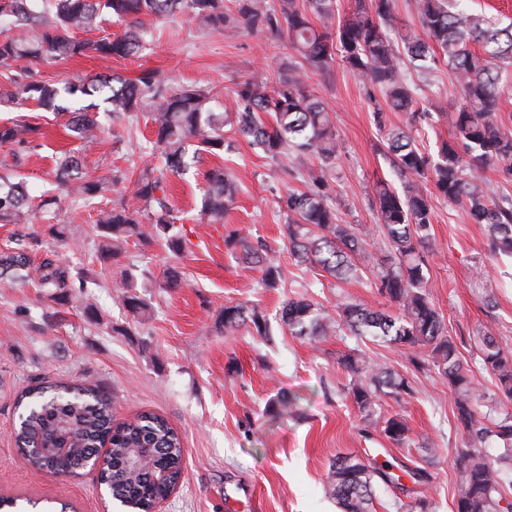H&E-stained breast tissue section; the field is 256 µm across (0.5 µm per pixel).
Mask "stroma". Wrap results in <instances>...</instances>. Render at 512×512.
<instances>
[{
    "instance_id": "obj_1",
    "label": "stroma",
    "mask_w": 512,
    "mask_h": 512,
    "mask_svg": "<svg viewBox=\"0 0 512 512\" xmlns=\"http://www.w3.org/2000/svg\"><path fill=\"white\" fill-rule=\"evenodd\" d=\"M145 24L154 38L138 57L41 64L40 78L49 83L113 73L133 78L151 69L174 88L195 84L212 89L219 108L227 110L234 80L277 78L281 62L291 54L283 37L211 34L178 18H149ZM406 77L419 84L422 105L435 114L423 139L426 148H434L437 140L447 138L448 115L459 107L460 97L447 67L425 77L410 70ZM307 85L335 115L341 143L337 216L341 223L379 237L372 199L378 178L390 177L391 170L365 86L338 65L327 76L309 74ZM26 117L44 133L41 147L20 172L36 193L53 183L56 156L73 148L75 141L64 114L33 106ZM147 120L143 113L133 124L106 120L101 142L84 153L85 167L97 175L117 170L128 174L148 164ZM298 164L293 156L274 163L243 139L232 153L204 155L201 170L224 166L242 185L223 225L195 220L200 178L190 173L173 179L170 198L190 241L179 262L184 284L164 287L162 272L169 256L163 246L128 245L122 262L133 269L136 293L148 304L142 316L115 301L117 270L98 259L95 210L64 204L62 217L69 232L55 249L73 277H86V286L72 289L68 300L58 304L44 298L34 282L0 283V494L64 501L74 512H107L95 472L74 477L37 471L16 451V399L25 387L49 381L96 386L110 397L117 421L152 411L179 433L182 481L161 512H339L325 490L330 464L339 453L398 459L429 474L428 484L409 491L379 486L373 512H400L401 504L418 493L431 501L432 512H455L462 429L453 413V395L435 371L408 370L394 347L345 329L309 339L276 326L267 340L243 328L224 330L228 303L256 305L272 315L286 299L307 293L331 313L341 299L375 310L392 308L375 288L372 274L338 281L291 258L280 235L284 217L277 201L286 189L298 188V181L284 174ZM433 208L427 290L464 364L485 386L483 412L494 418L503 407L480 353L489 325L500 345L512 351V258L493 255L485 226L469 223L460 207L437 199ZM232 231L252 242L263 240L274 250L285 273L281 288H261L258 272L241 255L226 251L224 237ZM90 308L95 318H88ZM354 349L409 379L411 398L401 403L382 400L383 412H399L407 419L408 447L391 444L379 429L365 427L348 394L351 378L338 363ZM288 395L298 396L297 406L275 413L270 401Z\"/></svg>"
}]
</instances>
